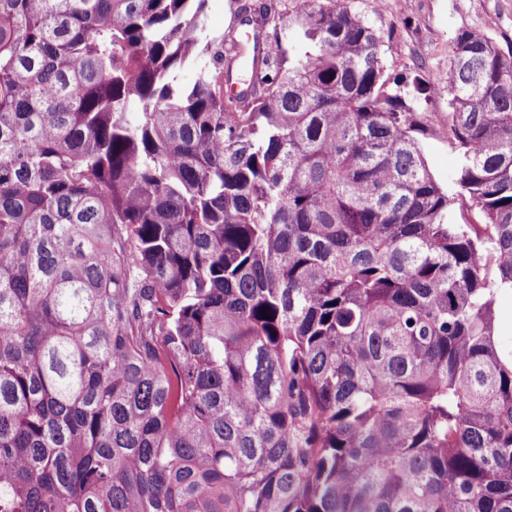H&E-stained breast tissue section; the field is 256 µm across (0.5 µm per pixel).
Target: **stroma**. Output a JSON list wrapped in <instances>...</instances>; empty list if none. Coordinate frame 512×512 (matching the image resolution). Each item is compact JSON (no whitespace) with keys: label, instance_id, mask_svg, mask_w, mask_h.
<instances>
[{"label":"stroma","instance_id":"obj_1","mask_svg":"<svg viewBox=\"0 0 512 512\" xmlns=\"http://www.w3.org/2000/svg\"><path fill=\"white\" fill-rule=\"evenodd\" d=\"M363 13L383 35L384 55L390 73L419 72L427 80L442 79L448 71L453 39L458 31L477 29L500 46L512 45V0H345ZM428 119L441 128L438 136L424 135L420 147L430 174L455 196L456 213L476 220L468 202L459 199L455 173L458 150L443 130L448 126V100L434 99Z\"/></svg>","mask_w":512,"mask_h":512}]
</instances>
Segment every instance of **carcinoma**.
Masks as SVG:
<instances>
[{"label":"carcinoma","mask_w":512,"mask_h":512,"mask_svg":"<svg viewBox=\"0 0 512 512\" xmlns=\"http://www.w3.org/2000/svg\"><path fill=\"white\" fill-rule=\"evenodd\" d=\"M206 3L0 0V512H512V51ZM257 1L260 0H209L207 5V35L217 37L225 32L232 18L233 7L241 3H259ZM428 111L429 122L437 128L444 129L440 136L420 135V147L429 172L449 195L455 197L454 208L458 220L462 221V213L467 219L476 222V212L470 211L469 202L462 200L454 181L460 156L458 150L448 140V98L432 100Z\"/></svg>","instance_id":"1"}]
</instances>
